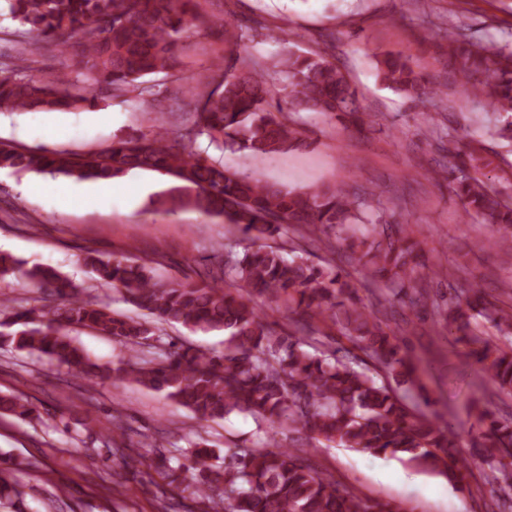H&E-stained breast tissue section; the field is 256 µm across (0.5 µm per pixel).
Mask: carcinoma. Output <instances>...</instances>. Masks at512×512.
<instances>
[{
  "label": "carcinoma",
  "instance_id": "1",
  "mask_svg": "<svg viewBox=\"0 0 512 512\" xmlns=\"http://www.w3.org/2000/svg\"><path fill=\"white\" fill-rule=\"evenodd\" d=\"M10 18L31 38L56 39L80 58V73L49 80L31 74L29 59L0 67V108L62 111L94 103V87L105 86L119 96L142 78L162 74L184 86L173 72L180 41L198 32L199 0H4ZM234 14L222 25L224 41L239 38ZM336 35H323L321 46L307 52L282 49L273 67L283 75L284 97L270 96L264 75L247 57H229L224 70L202 73L196 83L206 87L189 103L193 121L181 138H206L221 150L246 149L255 157L288 153L302 145L288 124L285 110L317 112L343 124L362 126L358 91L331 61ZM448 58L458 65L460 82L495 112L512 113V51L491 42L473 41L462 32L448 37ZM382 80L418 102H433L442 92L430 87L401 54L382 61ZM453 164L436 172L448 178L464 212L482 224L507 229L499 238L512 255V199L484 180L493 163L484 140H456L448 150ZM0 169L47 173L77 180L114 179L133 170L170 177L172 186L152 200L157 210L192 208L224 219L253 241L238 254L210 256L220 280L248 294L285 299L294 305L295 330L276 336L252 300L217 285L161 278L148 262L105 260L85 251L84 263L95 279L123 294L141 311L131 317L80 297L70 281L49 267L22 268L0 253V278L21 273L37 290L54 298L50 307L14 310L0 304V338L19 350L37 352L65 367L78 380L120 379L162 394L205 422L222 421L234 413L251 416L271 431H304L310 438L371 454H391L416 468L445 476L464 486L471 458L479 457L491 487L512 488V422H500L476 407L480 432L461 450V438L443 431L425 411L407 404L389 384L356 369L348 353L302 346L314 334V319H329L345 336L391 373L395 382L417 393L425 390L419 361L395 334L357 297V285L335 259L319 263L297 247L285 249L266 240L291 230L302 238L345 245L346 259L358 263L371 284L383 283L401 306L417 313L432 304L445 315L448 334L469 348L490 384L512 392V309L489 300L481 286L457 285L442 301L432 298L430 283L447 278V268L429 265L403 224L378 218L368 223L367 198L375 191L358 185L291 187L255 173L229 168L169 139L161 120L154 130L115 138L92 155L43 149L20 150L0 143ZM489 324L506 342L482 336ZM179 324L191 332L222 331L228 335L222 352H205L177 341H164L159 325ZM89 329L126 348L117 365L91 358L72 333ZM153 350L146 359L142 353ZM0 416L36 421L47 428L88 427V417L70 415L52 423L26 398L0 392ZM166 486L189 489L203 512H410L383 497L364 498L324 475L310 461L273 441L263 448H229L215 454L208 440L194 449L186 463L166 465ZM22 490L0 467V505H14Z\"/></svg>",
  "mask_w": 512,
  "mask_h": 512
}]
</instances>
